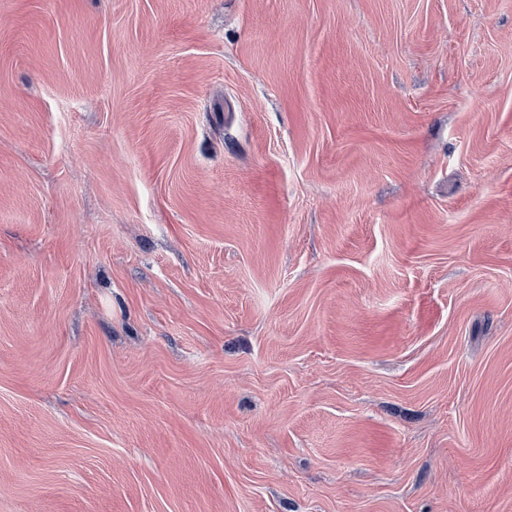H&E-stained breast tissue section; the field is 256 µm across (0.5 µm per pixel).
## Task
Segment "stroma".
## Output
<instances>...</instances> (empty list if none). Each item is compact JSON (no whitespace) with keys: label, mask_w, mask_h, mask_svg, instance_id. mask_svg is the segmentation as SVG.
<instances>
[{"label":"stroma","mask_w":512,"mask_h":512,"mask_svg":"<svg viewBox=\"0 0 512 512\" xmlns=\"http://www.w3.org/2000/svg\"><path fill=\"white\" fill-rule=\"evenodd\" d=\"M0 512H512V0H0Z\"/></svg>","instance_id":"35a3bbf8"}]
</instances>
